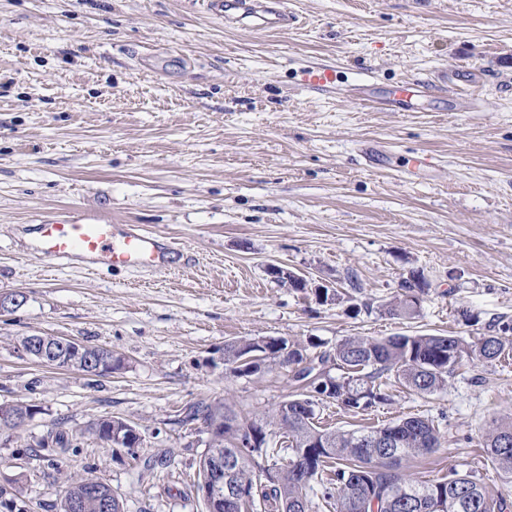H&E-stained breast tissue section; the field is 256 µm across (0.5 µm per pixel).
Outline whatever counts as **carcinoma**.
Wrapping results in <instances>:
<instances>
[{"label":"carcinoma","mask_w":512,"mask_h":512,"mask_svg":"<svg viewBox=\"0 0 512 512\" xmlns=\"http://www.w3.org/2000/svg\"><path fill=\"white\" fill-rule=\"evenodd\" d=\"M426 282L422 275L410 277L401 284L402 294L389 304L392 315L411 318L419 306L406 300L415 296ZM253 346L251 340L224 344V365L233 375L236 351ZM512 350V342L496 335L480 336L467 342L457 336L419 334L391 336L387 339L357 337L346 340L315 357L293 349L284 342L271 351L269 359L282 367L299 365L305 360L323 363L330 358L348 367L346 383L336 384L332 393L309 381L310 394L299 396L304 403L305 418L288 422V457L284 461L264 448V454L253 456L243 444L253 430V421L232 417L236 426L226 423L222 402L199 401L185 416L189 423L203 425L221 423L222 442L226 453H238L242 466L237 481L245 499L238 512H315L307 490L318 484L324 500L336 501V512H508L512 503L493 497L483 484L478 471H457L432 482L413 483L399 472L402 461L429 454L442 447V436L432 421L410 417L392 425L367 431L322 430L315 425V399L333 400L346 411H364L391 401L378 379L391 373L401 386L424 395L442 392L448 387V376L463 359L492 362ZM27 409L20 405L0 404V432L16 431L24 422L20 417ZM125 428L120 419L99 420L93 433L102 443L112 438V429ZM53 447L64 453L72 446V437L61 424L50 431ZM486 459L512 484V418L501 420L482 435ZM82 512H124L123 502L113 500L105 509L98 495H87Z\"/></svg>","instance_id":"obj_1"}]
</instances>
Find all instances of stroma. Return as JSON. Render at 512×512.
Listing matches in <instances>:
<instances>
[{
    "instance_id": "35a3bbf8",
    "label": "stroma",
    "mask_w": 512,
    "mask_h": 512,
    "mask_svg": "<svg viewBox=\"0 0 512 512\" xmlns=\"http://www.w3.org/2000/svg\"><path fill=\"white\" fill-rule=\"evenodd\" d=\"M288 30L228 28L201 0H0V403L34 409L0 434V487L28 512H60L70 475L101 478L126 512H206L197 491L207 435L183 424L198 401L271 419L298 389L289 369L230 376L231 340L285 337L329 349L354 337L442 334L473 340L512 324V0H288ZM331 62L339 87L300 86L299 67ZM465 69L464 111L424 97L416 112L370 110L366 82H430ZM387 146L367 165L362 148ZM434 168L409 181L402 160ZM69 208L173 238L169 269L89 272L27 249L38 214ZM275 263L333 302L281 286ZM428 286L413 318L385 308L409 271ZM111 350L95 377L22 355L30 335ZM382 381L365 411L315 406L321 427L361 430L433 420L446 442L403 462L414 482L480 471L481 432L512 417V356L463 362L423 396ZM144 441L103 445L97 420ZM75 446L50 465L30 448L57 422ZM121 419H112L106 418L99 420L93 427V433L97 436V438L106 446L109 445L108 441L112 438L113 447H121V448H137L143 441V436L141 432L133 425L126 423L127 435L126 438L121 437L120 435H116L112 437V423L113 426L118 430H123L125 428L124 423Z\"/></svg>"
}]
</instances>
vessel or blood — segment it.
<instances>
[{
  "mask_svg": "<svg viewBox=\"0 0 512 512\" xmlns=\"http://www.w3.org/2000/svg\"><path fill=\"white\" fill-rule=\"evenodd\" d=\"M210 14L225 26L246 25L259 32L287 28L293 15L286 0H205ZM303 86L327 89L337 80L335 66L328 62L309 63L299 69ZM424 86L404 82L389 91L373 84L361 86V104L395 107L402 112L417 111ZM32 251L50 260H75L90 271L112 268H170L176 248L161 236L137 224H115L111 220L78 209L61 214H39L32 220Z\"/></svg>",
  "mask_w": 512,
  "mask_h": 512,
  "instance_id": "1",
  "label": "vessel or blood"
}]
</instances>
